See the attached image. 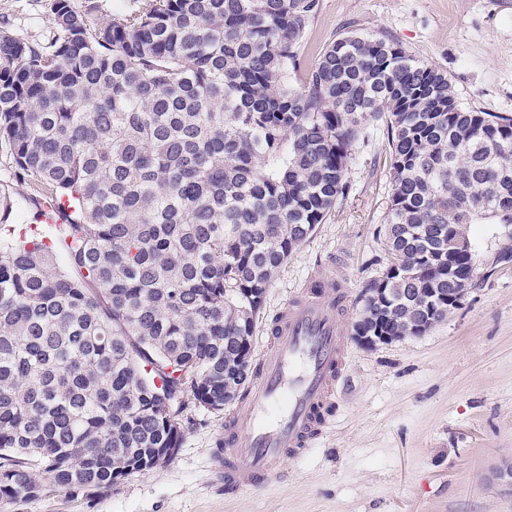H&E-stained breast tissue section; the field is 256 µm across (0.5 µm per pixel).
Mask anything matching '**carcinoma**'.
Here are the masks:
<instances>
[{
    "mask_svg": "<svg viewBox=\"0 0 512 512\" xmlns=\"http://www.w3.org/2000/svg\"><path fill=\"white\" fill-rule=\"evenodd\" d=\"M136 2L103 24L55 0L46 42L0 29V162L35 192L16 224L0 184L1 501L36 472L106 493L171 459L189 404L240 398L263 297L349 194L365 123L392 185L365 335L415 333L477 270L471 248L448 269L456 233L512 226V119L440 68L357 33L301 66L318 0Z\"/></svg>",
    "mask_w": 512,
    "mask_h": 512,
    "instance_id": "cac0c4a2",
    "label": "carcinoma"
}]
</instances>
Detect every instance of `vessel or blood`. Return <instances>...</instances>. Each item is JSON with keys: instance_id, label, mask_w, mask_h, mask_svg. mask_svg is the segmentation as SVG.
<instances>
[{"instance_id": "b4317fda", "label": "vessel or blood", "mask_w": 512, "mask_h": 512, "mask_svg": "<svg viewBox=\"0 0 512 512\" xmlns=\"http://www.w3.org/2000/svg\"><path fill=\"white\" fill-rule=\"evenodd\" d=\"M341 267L312 270L267 331L246 397L224 421L215 470L226 496L286 479L288 460L307 455L322 435L325 413L347 364V292Z\"/></svg>"}]
</instances>
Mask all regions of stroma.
<instances>
[{"mask_svg": "<svg viewBox=\"0 0 512 512\" xmlns=\"http://www.w3.org/2000/svg\"><path fill=\"white\" fill-rule=\"evenodd\" d=\"M54 0H0V26L45 40ZM390 41L448 73L460 105L512 118V0H320L302 58L345 33ZM352 189L289 257L268 289L254 338L317 264L343 266L353 325L365 286L387 266L390 157L383 131L352 150ZM469 237L478 278L462 309L426 334L373 347L350 342L328 427L287 482L229 500L213 458L223 414L190 405L174 456L99 495L43 482L0 512H512V239L493 224Z\"/></svg>", "mask_w": 512, "mask_h": 512, "instance_id": "stroma-1", "label": "stroma"}]
</instances>
